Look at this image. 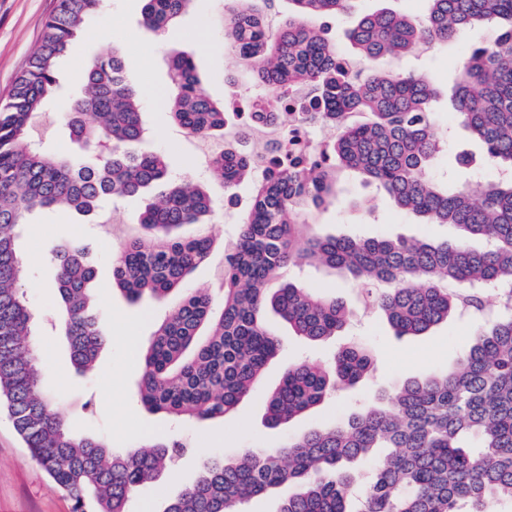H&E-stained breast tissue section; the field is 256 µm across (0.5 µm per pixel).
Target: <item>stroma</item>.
<instances>
[{"label": "stroma", "mask_w": 512, "mask_h": 512, "mask_svg": "<svg viewBox=\"0 0 512 512\" xmlns=\"http://www.w3.org/2000/svg\"><path fill=\"white\" fill-rule=\"evenodd\" d=\"M143 5L144 0H104L103 11L87 18L64 58L60 93L34 121L31 135L44 147L69 153L71 142L60 115L71 94L84 89L88 59L109 45L123 57L129 80L141 94L147 130L141 149L166 153L175 173L207 184L205 159L194 151L191 138L173 122L165 105L168 58L176 53L192 57L203 88L219 103L230 83L246 86L249 74L225 45L221 0H193L189 11L162 39L143 25ZM53 7L54 0H0V100L7 97L16 76L38 47ZM496 35L494 27H475L448 44H420L400 63L401 68L431 76L440 91L434 111L438 123L448 130V141L435 161L434 175H452L475 194L495 169L488 163L482 144L463 128L448 97L464 49L489 44ZM341 187L335 203L312 213L310 220L316 233L432 239L454 236L450 227L418 223L413 214L399 210L381 190L358 175L344 174ZM235 194L239 199L237 208L226 209L225 198L219 195L212 215L204 219L211 227L213 246L207 262L194 270L190 289H216L221 284L224 249L236 240L238 227L252 206L251 181L243 180ZM140 207V200L133 197L104 203L96 214L87 217L57 208L30 219L22 235L28 263L24 290L38 315L35 342L44 383L70 426L79 432L106 436L121 451L172 432L179 433L187 444L174 464L177 479L164 476L140 489L129 504L130 512H162L166 502L194 481L212 456H230L248 446L283 442L314 428L344 422L351 413L378 402L407 380L452 368L467 341L479 330L475 320L453 317L421 336H395L363 286L331 269L294 268L289 277L296 284L338 297L350 309L351 318L341 339L362 345L372 357V367L362 382L337 392L288 424L269 428L267 397L288 366L303 360H328L334 349L333 344L312 343L295 336L271 313L268 324L281 350L254 391L224 420L174 426L169 418L147 412L136 396L141 372L137 343L149 336L164 309L148 301L130 303L112 286L113 255L123 241L137 233ZM71 240L91 245L97 268L94 291L106 342L90 374L79 373L72 365L56 319L58 293L51 251ZM0 512H72L71 501L31 457L1 411Z\"/></svg>", "instance_id": "stroma-1"}]
</instances>
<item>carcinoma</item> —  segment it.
Here are the masks:
<instances>
[{
    "mask_svg": "<svg viewBox=\"0 0 512 512\" xmlns=\"http://www.w3.org/2000/svg\"><path fill=\"white\" fill-rule=\"evenodd\" d=\"M102 0H56L38 49L0 103V408L34 460L71 500L73 512H128L133 493L173 470L184 443L160 436L143 450L115 451L100 435L72 431L43 385L36 354V314L23 285L20 231L56 207L85 215L106 198L141 196L163 186L139 214L140 234L112 261V282L131 303L179 296L140 344L137 395L150 413L182 422L218 420L253 390L279 342L266 325L274 311L310 341L340 335L349 312L342 300L292 282L270 283L300 261L334 269L371 295L397 336H421L462 311L488 314L453 369L403 384L347 421L315 428L286 444L252 446L232 458L214 456L163 512H242L255 496L281 486L294 492L275 512H493L512 504V180L490 179L479 201L431 176L442 131L425 75L344 63L315 21L349 12L355 0H288L292 15L268 32L270 0H229L224 27L230 48L270 108L336 128L329 163L305 166L275 159L259 172L250 152L224 150L208 180L230 193L254 182L251 210L225 256L220 307L210 293L184 292L189 275L211 252L204 230L185 233L213 209L210 192L175 179L167 156L127 146L145 133L141 99L115 51L87 65V89L63 115L72 142L104 145L100 163L52 154L29 140L36 114L58 90V71L85 19ZM192 0H145L143 24L167 31ZM494 24L487 46L464 52L452 89L462 126L498 168L512 169V0H428L419 21L392 11L362 14L349 31L359 60L371 65L405 56L423 42L446 43L478 25ZM170 114L190 136H223L227 113L201 87L193 60L169 58ZM304 94L288 102L284 89ZM375 182L395 205L425 224L450 226L458 238L336 237L305 232L300 218L336 200L340 173ZM486 243L480 250L466 240ZM58 315L74 367L94 370L104 342L94 313L96 269L82 241L52 251ZM371 368L360 346L331 362H299L269 394L267 424L277 428L353 387ZM370 461L358 486L354 464Z\"/></svg>",
    "mask_w": 512,
    "mask_h": 512,
    "instance_id": "1",
    "label": "carcinoma"
}]
</instances>
